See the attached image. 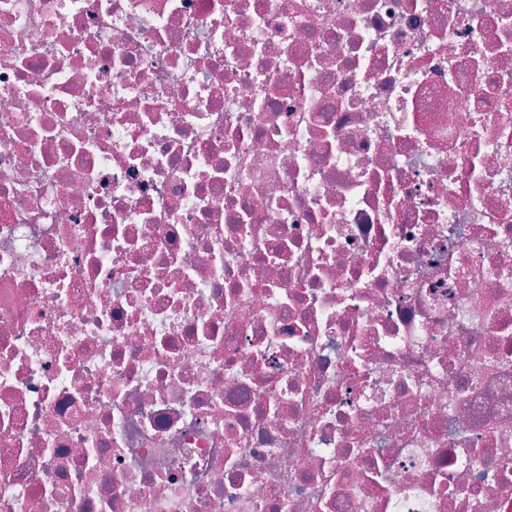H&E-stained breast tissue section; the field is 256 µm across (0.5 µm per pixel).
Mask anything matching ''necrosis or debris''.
<instances>
[{
  "mask_svg": "<svg viewBox=\"0 0 512 512\" xmlns=\"http://www.w3.org/2000/svg\"><path fill=\"white\" fill-rule=\"evenodd\" d=\"M0 512H512V0H0Z\"/></svg>",
  "mask_w": 512,
  "mask_h": 512,
  "instance_id": "1",
  "label": "necrosis or debris"
}]
</instances>
